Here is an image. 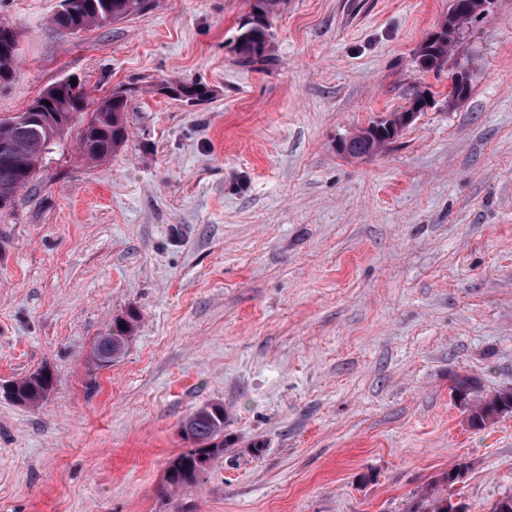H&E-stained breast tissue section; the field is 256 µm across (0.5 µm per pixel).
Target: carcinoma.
Returning <instances> with one entry per match:
<instances>
[{"label": "carcinoma", "mask_w": 512, "mask_h": 512, "mask_svg": "<svg viewBox=\"0 0 512 512\" xmlns=\"http://www.w3.org/2000/svg\"><path fill=\"white\" fill-rule=\"evenodd\" d=\"M249 13L241 26L234 50L246 65L264 64L274 47L272 20L281 0H248ZM146 0H61L60 9L50 18L56 32L76 35L93 27L125 20L145 10ZM484 17L477 0H462L454 13H448L437 24L420 47L418 63L435 73L447 68L454 47L463 39L467 25ZM20 32L9 23L0 22V85L14 77L19 62ZM451 81L461 77L458 97H466L471 89L469 68L456 66ZM175 99L204 102L209 90L198 82H178L164 87ZM127 99L115 93L96 103L90 102L89 90L81 80L71 84V77L60 80L36 96L25 110L0 117V211L14 207L21 192L32 182L47 155L71 130L80 157L87 163L108 158L127 139ZM399 136L389 118L373 123L346 141L345 151L353 156L373 154ZM138 313L129 309L117 316L105 334L95 341L90 355L97 368L110 365L130 344ZM55 386L54 372L48 367L0 387L19 405L36 407ZM227 414L224 405L205 404L193 411L181 424L183 438L191 447L173 457L165 471L162 493L169 495L194 486L207 469L224 456L227 442L224 430ZM410 512H448V498L430 497L422 492Z\"/></svg>", "instance_id": "1"}]
</instances>
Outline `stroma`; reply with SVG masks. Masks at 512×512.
Wrapping results in <instances>:
<instances>
[{"mask_svg":"<svg viewBox=\"0 0 512 512\" xmlns=\"http://www.w3.org/2000/svg\"><path fill=\"white\" fill-rule=\"evenodd\" d=\"M59 3L0 0L23 34L0 117L73 75L125 92L129 138L91 164L66 139L0 216V384L55 375L38 407L0 394V512H408L461 460L467 512L512 495V414L472 428L451 392L512 386V0L454 48L453 103L416 62L450 0H283L263 67L234 51L247 0L69 36ZM420 90L395 142L339 151ZM131 308L126 351L89 365ZM206 403L224 456L161 496ZM165 92L175 99L191 102H204L209 97V90L198 82H178L163 87Z\"/></svg>","mask_w":512,"mask_h":512,"instance_id":"1","label":"stroma"}]
</instances>
